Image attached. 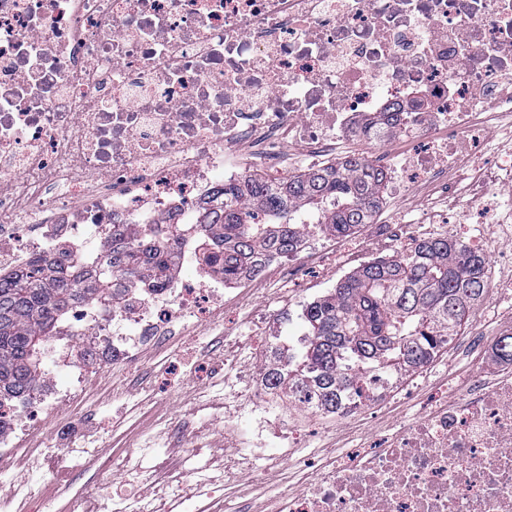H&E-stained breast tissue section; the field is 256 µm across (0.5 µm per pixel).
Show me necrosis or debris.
Segmentation results:
<instances>
[{
    "label": "necrosis or debris",
    "instance_id": "obj_1",
    "mask_svg": "<svg viewBox=\"0 0 512 512\" xmlns=\"http://www.w3.org/2000/svg\"><path fill=\"white\" fill-rule=\"evenodd\" d=\"M394 107L402 116L387 136L413 147L376 149L370 161L398 191L428 186L445 207L386 224L385 244L400 246L416 224L461 235L475 193L495 212L512 196V154L495 155L508 173L497 181L475 150L512 140V0H0V277L60 251L79 273L130 226L159 242L167 224L183 227L166 285H127L109 309L72 306L46 348V385L0 412V482L24 486L29 512H45L44 491L8 460L27 456L47 424L98 406L95 372L62 365L69 340L133 364L222 313L243 283L292 279L277 257L233 282L205 265L194 243L203 207L244 178L242 154L267 177L288 147L323 166L352 155L363 116ZM464 348V361L488 369L420 373L401 418L389 415L393 379L365 375L357 402L336 416L373 407L376 435L347 436L330 454L306 441L302 418L316 406L292 400L288 383L267 386L288 366L270 336L256 335L253 406L224 412V472L250 469L256 487L284 465L288 487L258 502L225 499L224 512H512V362L478 336ZM148 454L83 446L67 461L120 475L106 494L112 512H201L197 466L143 501Z\"/></svg>",
    "mask_w": 512,
    "mask_h": 512
}]
</instances>
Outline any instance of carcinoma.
<instances>
[{"label":"carcinoma","mask_w":512,"mask_h":512,"mask_svg":"<svg viewBox=\"0 0 512 512\" xmlns=\"http://www.w3.org/2000/svg\"><path fill=\"white\" fill-rule=\"evenodd\" d=\"M384 188L383 170L363 156L277 183L248 176L224 185L222 209L203 216L200 249L232 280L266 255H293L303 213L326 234L356 232L381 208ZM167 231L164 244L112 238V248L78 280L62 253L0 278V405L30 396L47 376L45 347L71 305L110 306L120 282L164 285L181 238L178 226ZM487 271L483 254L448 237L421 239L406 253L359 266L303 308L307 333L291 368L293 390L314 393L330 412L338 394L357 391L372 370L400 377L424 368L486 297Z\"/></svg>","instance_id":"carcinoma-1"}]
</instances>
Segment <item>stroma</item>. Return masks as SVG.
Segmentation results:
<instances>
[{"instance_id": "obj_1", "label": "stroma", "mask_w": 512, "mask_h": 512, "mask_svg": "<svg viewBox=\"0 0 512 512\" xmlns=\"http://www.w3.org/2000/svg\"><path fill=\"white\" fill-rule=\"evenodd\" d=\"M426 202V196L418 191L400 194L382 208L374 223L364 225L347 237L325 238L326 253H335L340 248L347 251L345 265L330 268L328 274H318L308 266L294 288L282 289L277 283L268 281L256 288L245 289L237 299L225 305L223 315L210 324L206 336H187L176 344L172 358L180 364L179 384L171 386L154 380L149 385H142V374L155 363L154 356L149 353L132 366L100 367L102 394L111 395L113 380L123 383L122 395L114 398L108 416L89 417L73 411L70 415L73 428L65 436L55 426H48L31 460H17V471H38L46 480V492L54 507L75 500L82 512H97V502L76 496L88 474L64 462L63 449L70 443L89 444L108 452L120 443L138 448L150 440L163 447L161 462L166 469L180 465L187 453L197 450L208 463L210 475L219 480L225 479L224 400L217 397L210 381L201 379L199 371L203 363L222 357L228 348L238 355H245L250 338L243 329L241 317L254 310L263 313L265 320L272 323L275 334L283 337L303 335L305 328L300 314L307 301L336 287L361 264L388 255V248L376 235V225L394 219L403 211L423 207ZM495 218V223L483 226L485 233L499 238L498 244L485 251L488 268L494 275L512 269V233L506 228L507 221L512 220V212L499 210ZM502 303L501 296L487 293L485 300L470 310L465 324L458 331L459 336L474 332L499 336L511 330L512 321L495 313ZM171 421L180 426L179 435L174 437L167 431V424ZM318 425L320 441L328 449L335 446L338 437L348 432L354 431L365 437L372 434L371 418L363 407L346 420L330 415L320 416Z\"/></svg>"}]
</instances>
